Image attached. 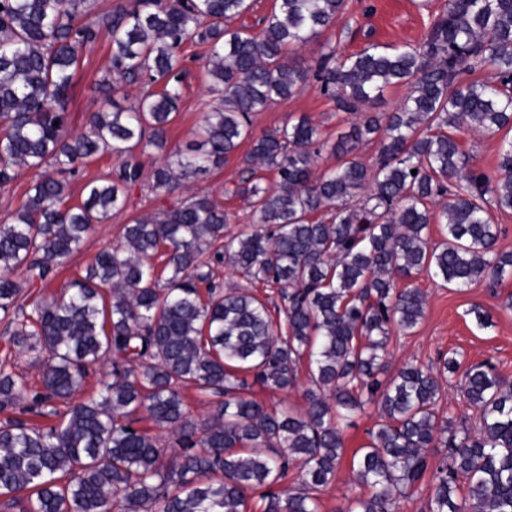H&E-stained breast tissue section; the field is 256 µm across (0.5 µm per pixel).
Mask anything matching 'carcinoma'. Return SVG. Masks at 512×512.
Segmentation results:
<instances>
[{
    "mask_svg": "<svg viewBox=\"0 0 512 512\" xmlns=\"http://www.w3.org/2000/svg\"><path fill=\"white\" fill-rule=\"evenodd\" d=\"M0 5V187L37 172L24 204L0 222V312L12 345L36 353L43 368V391L30 393L1 361L0 411L59 418L0 424V512H248L260 488L262 512H320L345 452L344 421L368 403L380 421L352 473L370 495L340 512H396L422 484L425 512H512V383L488 362L465 370L473 431L438 411L455 358L406 362L391 376L386 359L393 330L424 316L425 295L399 282L425 272L462 291L512 277V252L497 249L491 217L512 209V139L498 144L503 177L494 184L468 166L457 138L464 129L488 138L512 130V0H447L418 45L369 42L351 55L330 47L306 69L291 53L334 26L346 0H277L256 33L230 27L249 0H130L103 13L98 0ZM102 27L111 37L102 97L76 132L66 101L80 53ZM191 40L208 47L220 103L200 140L171 149ZM481 65L491 78L461 79ZM145 80L160 89L122 107L125 87ZM310 80L353 116L347 132L330 145L304 115L254 134L253 115ZM401 83L410 93L393 111H371ZM373 140L369 167L358 150ZM245 142L225 193L249 199L255 224L229 236V214L187 183ZM148 148L163 161L147 174ZM326 149L338 163L317 176ZM103 155L117 164L68 204L70 183ZM260 166L273 185H261ZM146 175L153 190L180 192L174 205L120 225L116 243L62 291L30 299L27 289L51 287ZM223 263L241 279L227 291L213 277ZM258 284L277 289L283 322ZM304 358L305 413L250 397L255 384L295 387ZM106 365L99 390L83 396L89 374ZM188 390L222 401L200 422ZM144 418L172 431L175 445L137 427ZM430 448L445 451L434 468ZM296 466L300 488H280Z\"/></svg>",
    "mask_w": 512,
    "mask_h": 512,
    "instance_id": "obj_1",
    "label": "carcinoma"
}]
</instances>
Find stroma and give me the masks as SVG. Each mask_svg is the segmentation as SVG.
<instances>
[{"instance_id": "1", "label": "stroma", "mask_w": 512, "mask_h": 512, "mask_svg": "<svg viewBox=\"0 0 512 512\" xmlns=\"http://www.w3.org/2000/svg\"><path fill=\"white\" fill-rule=\"evenodd\" d=\"M444 7L445 0H348L347 11L336 27L325 31L319 41L297 51L295 61L305 67L312 65L326 45L347 55L369 42L382 46L419 43L433 15ZM186 53L191 60L186 65L188 74L183 82L180 111L169 133L171 144L181 147L196 140L205 113L218 101L217 96L208 91L211 79L204 66L205 46L188 43ZM109 54L110 37L104 30L100 31L97 41L81 53L67 104L74 131L84 130L90 113L97 108L96 83L104 73ZM304 115L318 124L323 138L331 142L347 131L351 121L349 113L337 110L311 82L294 97L277 100L266 111L254 115L252 127L259 134L295 123ZM458 140L471 167L483 171L491 180L500 178L496 140L468 131L459 134ZM238 171L239 160L233 156L222 167L198 175L189 184L192 193L212 198L229 213L231 220L225 231L230 235L246 231L253 222L248 199L226 193L227 188L237 182ZM172 202V196L156 193L150 186L136 189L126 211L95 226L80 251L61 271L60 280L83 272L103 246L115 241L120 224L126 223L129 217L160 211L170 207ZM412 285L426 296L424 316L411 332L393 333L386 355L389 371H396L407 361L429 364L435 362L438 355L453 352L465 366L490 361L512 382V279L495 286L484 281L459 291L443 287L423 273L413 278ZM476 307L489 315L490 326L477 325L472 313ZM378 416L377 406L370 404L351 418L344 431L346 457L334 484L321 496V512H339L347 499L367 494V487L353 480L350 457L368 444V431Z\"/></svg>"}]
</instances>
